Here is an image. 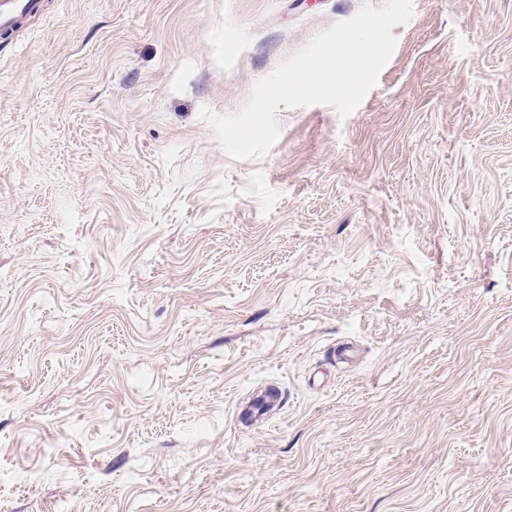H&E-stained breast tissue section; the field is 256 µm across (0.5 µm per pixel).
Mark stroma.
<instances>
[{
  "label": "stroma",
  "instance_id": "1",
  "mask_svg": "<svg viewBox=\"0 0 512 512\" xmlns=\"http://www.w3.org/2000/svg\"><path fill=\"white\" fill-rule=\"evenodd\" d=\"M361 4L0 38V512H512V0H414L264 158L199 117Z\"/></svg>",
  "mask_w": 512,
  "mask_h": 512
}]
</instances>
